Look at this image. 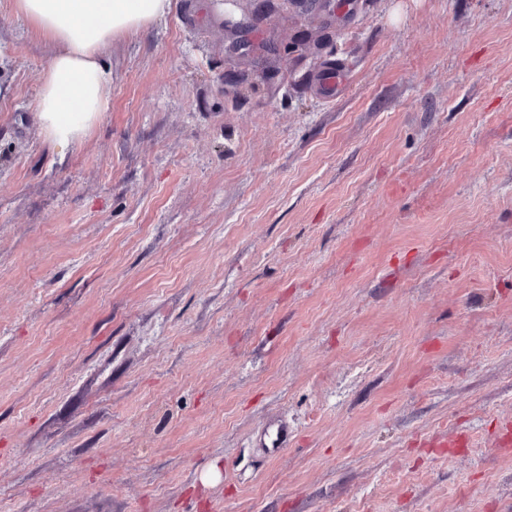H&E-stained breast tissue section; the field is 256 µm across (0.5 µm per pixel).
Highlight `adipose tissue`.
<instances>
[{"label": "adipose tissue", "mask_w": 512, "mask_h": 512, "mask_svg": "<svg viewBox=\"0 0 512 512\" xmlns=\"http://www.w3.org/2000/svg\"><path fill=\"white\" fill-rule=\"evenodd\" d=\"M171 0H13L53 48L39 80L37 119L48 144H74L101 119L112 95L105 62L114 41L162 20Z\"/></svg>", "instance_id": "ef3b65f1"}]
</instances>
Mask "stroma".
I'll use <instances>...</instances> for the list:
<instances>
[{"mask_svg":"<svg viewBox=\"0 0 512 512\" xmlns=\"http://www.w3.org/2000/svg\"><path fill=\"white\" fill-rule=\"evenodd\" d=\"M332 2L172 0L62 149L0 0V512H512V0Z\"/></svg>","mask_w":512,"mask_h":512,"instance_id":"obj_1","label":"stroma"}]
</instances>
